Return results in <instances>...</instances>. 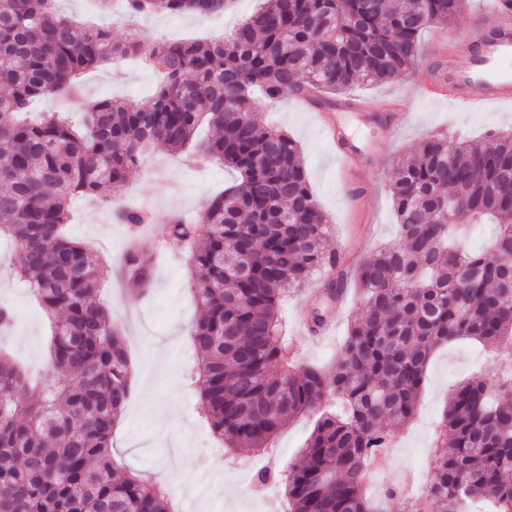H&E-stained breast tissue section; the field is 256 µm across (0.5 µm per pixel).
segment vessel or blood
Returning a JSON list of instances; mask_svg holds the SVG:
<instances>
[{
	"label": "vessel or blood",
	"mask_w": 512,
	"mask_h": 512,
	"mask_svg": "<svg viewBox=\"0 0 512 512\" xmlns=\"http://www.w3.org/2000/svg\"><path fill=\"white\" fill-rule=\"evenodd\" d=\"M481 37L476 52H461L448 62L440 75L447 93H439L434 84L420 82L421 94L444 96L449 105L460 109L485 106L512 108V14L491 8L478 17ZM329 142L339 145L338 160L346 169H354L357 156L343 146L347 135L341 126L324 125Z\"/></svg>",
	"instance_id": "1"
}]
</instances>
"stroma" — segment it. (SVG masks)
<instances>
[{
	"label": "stroma",
	"instance_id": "35a3bbf8",
	"mask_svg": "<svg viewBox=\"0 0 512 512\" xmlns=\"http://www.w3.org/2000/svg\"><path fill=\"white\" fill-rule=\"evenodd\" d=\"M259 0H237L223 21L194 15H116L111 24L112 38L124 41L131 32L168 39L213 40L241 22ZM440 27L422 34L415 67L391 82L361 83L349 95L355 107L336 113L337 122L361 151L360 172L341 174L336 149L328 141L316 112L295 96L276 102L258 101L257 112L264 124L275 126L300 146L310 188L331 224L329 249L344 253L350 264L366 258L384 242L398 241L397 218L387 186L398 160L423 139L444 134L482 139L492 132L512 130V111L493 108L458 110L446 102L416 93L420 78L437 44ZM160 72L141 61L113 59L106 68L85 73L77 95L55 93L40 103L41 110L61 112L81 119L90 103L116 97L137 105L160 86ZM412 97L410 117L394 136L384 132L383 120L390 117L392 105ZM234 173L222 163L208 166L181 160L161 149L142 153L136 169L123 190L114 198L117 206H146L156 227L181 217L195 220L209 199L233 183ZM75 213L68 233L90 245L108 276L100 290L101 301L111 307L125 327V339L140 377L151 384V396L135 393L112 438V457L117 473L128 471L161 481L182 512H283L284 487L253 483L237 474L228 451L202 447L200 437L208 432L198 413V395L187 387L177 364L192 356L188 327L201 311L191 292L190 267L171 262L170 254L180 252L178 243L167 245L166 252L153 255V284L141 292L120 271L118 257L126 246V230L116 224L111 213L88 216L81 202H74ZM20 261L18 251L0 243V299L8 300L19 316V325L0 339V349L18 360L45 368L46 382L58 380L50 369L47 352L51 320L36 304L29 291L11 276ZM309 297L308 290L290 293L282 300L280 312L288 322L286 343L298 365H322L335 359L348 324L358 312L357 285L348 283L341 304L321 302L333 325L329 335L317 338L298 331L299 309ZM492 355L487 348L459 341L438 348L427 368L425 388L412 423L398 432L394 451L382 461L379 490L396 487L402 472L414 468L421 451L430 447L449 389L466 379H491ZM314 418L297 417L284 426L271 448L255 453L259 467L272 472L287 470L298 462L310 436ZM213 480L220 489L210 501L194 502V487L200 478Z\"/></svg>",
	"mask_w": 512,
	"mask_h": 512
}]
</instances>
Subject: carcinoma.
<instances>
[{
    "instance_id": "obj_1",
    "label": "carcinoma",
    "mask_w": 512,
    "mask_h": 512,
    "mask_svg": "<svg viewBox=\"0 0 512 512\" xmlns=\"http://www.w3.org/2000/svg\"><path fill=\"white\" fill-rule=\"evenodd\" d=\"M232 0H125L131 16H219ZM465 0H263L214 41L131 35L112 41L98 26L77 31L57 0H0V240L21 253L13 274L53 319L48 353L64 374L53 384L0 350V512H179L160 483L115 476L112 433L135 388L123 328L97 300L102 267L65 226L72 202L104 205L119 192L140 151L193 147L194 161L219 160L240 180L213 196L198 221L173 219L145 235L147 212L117 208L137 230L124 275L153 283L146 252L167 241L188 251L201 317L189 327L197 356L186 381L202 417L230 452L270 447L287 421L319 412L302 459L281 475L286 512H387L369 497L372 449L388 448L389 421L416 413L432 353L472 339L497 351L493 379L464 380L437 423L425 489H390L400 512H460L459 501L490 499L512 512V131L483 143L449 144L439 134L405 154L389 192L400 242L357 267L361 311L335 361L296 365L279 305L318 271L338 265L325 248L330 224L309 186L296 142L262 124L256 97L342 94L410 70L419 38L443 28ZM137 58L165 73L132 107L89 106L80 131L38 104L80 91L108 61ZM208 123L210 135L195 140ZM458 224H495L485 248L451 241Z\"/></svg>"
}]
</instances>
